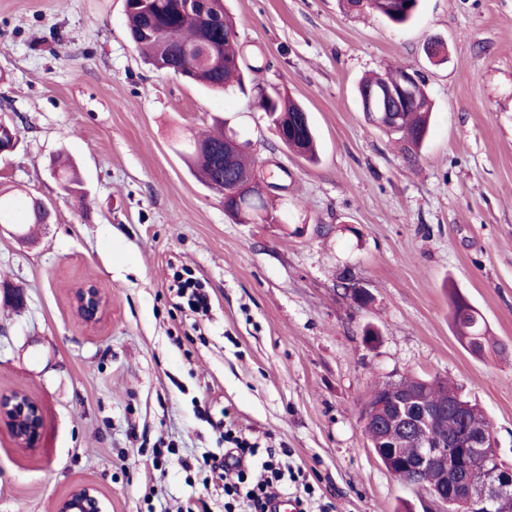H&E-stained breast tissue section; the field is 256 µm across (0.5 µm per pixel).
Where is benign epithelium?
<instances>
[{"instance_id": "obj_1", "label": "benign epithelium", "mask_w": 512, "mask_h": 512, "mask_svg": "<svg viewBox=\"0 0 512 512\" xmlns=\"http://www.w3.org/2000/svg\"><path fill=\"white\" fill-rule=\"evenodd\" d=\"M416 82V74L406 69L396 78V85L369 88L365 91V99L360 101L362 111L367 113L371 123H381L387 115L403 110ZM212 189L245 203L253 199L252 179L245 176L229 175L212 185ZM342 288L357 306L368 296V289L355 279L344 280ZM72 303L82 321L94 325L101 319L107 299L96 285L84 284L73 290ZM468 409L469 404L459 396L432 406L425 390L388 386L379 396L377 406L365 413L363 425L377 429V444L390 445V438L396 432L418 443L419 452L415 459L408 462L391 460L395 469L412 477L422 471L440 474L441 493L429 490L424 494L427 505L423 512H437L441 494L451 495V503L468 512L512 499V468L500 459L493 429L467 425ZM438 413L451 414L463 423L455 441L448 443L435 439L428 432L427 424ZM1 424L7 427L19 449L33 451L38 448L44 417L38 404L26 393L17 390L0 393ZM53 512H111V504L96 485L77 483L55 503Z\"/></svg>"}]
</instances>
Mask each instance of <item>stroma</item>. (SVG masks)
Masks as SVG:
<instances>
[{
	"instance_id": "1",
	"label": "stroma",
	"mask_w": 512,
	"mask_h": 512,
	"mask_svg": "<svg viewBox=\"0 0 512 512\" xmlns=\"http://www.w3.org/2000/svg\"><path fill=\"white\" fill-rule=\"evenodd\" d=\"M224 6L245 75L306 108L317 162L289 151L252 97L145 65L125 0H0V120L21 139L0 188L54 213L30 241L0 226V392L25 391L45 418L34 454L0 426V512H52L79 482L112 512H224L203 458L223 453L225 426L286 451L311 512H396L421 494L373 454L360 411L405 376L455 382L512 465V0H419L404 25L340 0ZM432 38L445 63L427 58ZM390 65L414 69L432 102L415 157L356 97ZM217 118L250 141L272 222L234 220L182 157ZM61 151L83 200L48 169ZM184 266L208 289L206 317L174 306ZM86 282L109 297L93 328L70 301ZM452 288L487 324L483 354L458 338Z\"/></svg>"
}]
</instances>
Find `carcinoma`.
<instances>
[{
	"instance_id": "cac0c4a2",
	"label": "carcinoma",
	"mask_w": 512,
	"mask_h": 512,
	"mask_svg": "<svg viewBox=\"0 0 512 512\" xmlns=\"http://www.w3.org/2000/svg\"><path fill=\"white\" fill-rule=\"evenodd\" d=\"M350 11L368 9L379 17L396 25L407 22L415 13L418 0H345ZM193 0H148L141 4L138 0H127L126 18L131 42L141 52L145 62L159 72L176 74L186 72V78L211 92H245L244 72L239 64L238 39L229 36L236 29L229 15L224 19L214 18L210 13L198 8ZM403 71L395 66L384 75H376L363 80L357 88L362 94L370 87L392 82ZM255 107L264 112L269 123L283 128L287 135L283 144L294 153L313 161L315 153V131L311 123L288 128V118H303L305 108L288 95L259 92L255 96ZM430 102L425 90L411 100L403 111L397 113L396 120L384 127L389 134L403 139L411 156H417L429 133ZM233 130L215 135L199 137L189 145L190 157L200 180L209 185L223 173L224 141ZM250 143H238L233 159V173L239 176L253 174V163L249 160ZM61 190L69 198L82 199L85 195L83 182L75 166L68 158L57 156L53 166ZM19 209L17 200L0 191V223H16ZM27 219L19 223L23 230L29 224H47L52 212L44 208L38 199L25 205ZM224 210L234 218L246 223L264 220L254 211H240L232 198L224 200ZM451 313L456 331L473 354L482 353L488 340L486 331L479 322L473 307L461 296L452 298ZM458 394L455 386L436 384L428 394L429 402L437 405L448 397Z\"/></svg>"
}]
</instances>
